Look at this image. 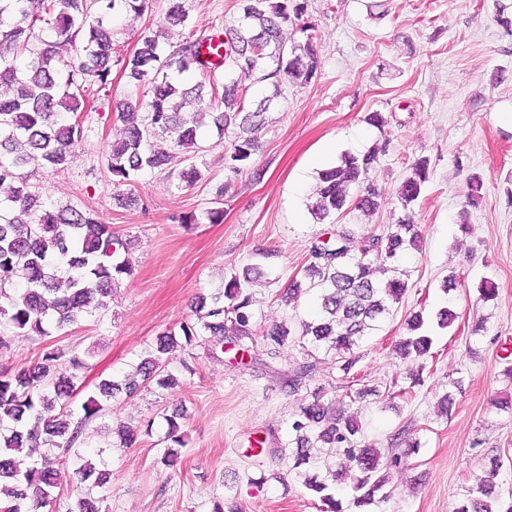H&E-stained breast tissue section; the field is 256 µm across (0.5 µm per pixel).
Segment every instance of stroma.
Instances as JSON below:
<instances>
[{"instance_id":"35a3bbf8","label":"stroma","mask_w":512,"mask_h":512,"mask_svg":"<svg viewBox=\"0 0 512 512\" xmlns=\"http://www.w3.org/2000/svg\"><path fill=\"white\" fill-rule=\"evenodd\" d=\"M187 27L172 31L216 34L242 13V0H184ZM166 9L122 14L108 26L118 53L131 55L140 34ZM317 27L318 69L309 83L282 87L279 111L260 134L261 149L237 174L224 167L231 132H205L198 140L202 177L177 188L164 169H148L125 184L106 169V156L122 125L116 101L140 97L120 66L112 68L106 92H91L83 117L84 138L69 164L57 171L30 172L28 181L57 204L97 210L104 223L130 237L133 275L114 290L105 309L79 329L52 331L42 341L27 333L11 336L0 367L20 369L35 360L44 343L74 345L90 353V368L75 400L83 402L104 378H121L145 358L158 335L193 318L198 296L222 289L233 271L258 264L267 274L252 284L257 326L295 325L314 317L313 294L292 306L279 296L302 277L309 247L321 230L307 204L316 183V158L333 147L332 161L385 145L374 174L384 203L372 220L351 211L346 224L369 223L379 230L409 212L422 233L421 251L401 264L408 291L393 319L361 345L356 369L376 395L347 406L366 439L388 447L407 426L420 443L417 455L393 472L391 495L372 512H454L464 487L499 457L497 482L512 494V410L495 403L512 399V0H308ZM381 112L389 124L366 123ZM429 161V179L419 199L402 209L395 192L418 158ZM479 175L483 199L466 200V179ZM132 197L131 205L115 194ZM221 204L224 220L202 214ZM201 220L182 224L178 215ZM470 225L462 233L461 225ZM457 288L443 292L448 276ZM493 282L494 300L483 302L476 287ZM450 307L457 315L445 330L434 329L430 356L411 361L392 346L403 335L410 312ZM487 331L472 335L477 320ZM313 381L336 395L340 375L333 355L318 353ZM307 358L300 347L281 357L266 353L261 336L225 344L223 351L176 348L167 369L182 385L163 389L149 383L134 396L114 402L91 425L95 448L104 452L112 479L94 489L100 512H210L223 498L232 512H319L293 468L290 423L309 381L293 374ZM194 365L195 375L184 372ZM423 384L409 402L389 407L384 394L409 370ZM452 394L442 413L437 404ZM183 414L187 445L173 468L160 465L165 415ZM140 428L136 447H118L120 425Z\"/></svg>"}]
</instances>
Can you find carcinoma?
Returning a JSON list of instances; mask_svg holds the SVG:
<instances>
[{"label":"carcinoma","mask_w":512,"mask_h":512,"mask_svg":"<svg viewBox=\"0 0 512 512\" xmlns=\"http://www.w3.org/2000/svg\"><path fill=\"white\" fill-rule=\"evenodd\" d=\"M167 2L164 23L185 25L182 0ZM243 2L240 19L224 27L222 35L190 33L167 53L160 42L163 30L148 31L140 35L135 51L123 57L115 51L105 19L118 13L143 15L152 0H0V86L10 87L0 94V187L10 189L0 199V355L10 349L8 333L14 330L42 338L50 327L62 330L94 316L106 306L112 289L131 275V240L92 209L54 207L23 173L27 168L54 170L69 162L83 140L79 117L90 88H109L112 63L128 71L146 99L117 103L123 136L112 143L108 171L129 182L147 168L176 161L182 164L176 179L186 187L201 178L192 159L205 115H211L218 132L235 130L224 164L237 173L252 163L258 133L276 109L282 85L306 84L313 78L316 27L307 0ZM290 31L303 35L304 42L286 47ZM60 43L70 47L68 56L58 51ZM220 67L238 76L224 79L219 94L214 71ZM170 70L190 74V83H175ZM249 79L271 87L272 93L248 96L244 82ZM161 142L169 143V149L159 147ZM382 152L384 147L377 146L362 154L346 153L338 164L319 172L308 210L316 223L332 228L311 243L306 282H293L284 296L288 302L302 291L314 293L318 314L300 322L295 333L281 325L261 331L272 359L291 342L309 344L305 352L311 358L322 350L333 354L341 372L338 388L351 403L374 394L355 374V349L394 316L407 291L399 260L408 251H419L421 243L408 215L379 234L367 228L359 233L333 228L336 215L348 209L368 217L378 212L383 192L372 174ZM428 178V160H415L397 192L402 209L418 200ZM261 275L259 267H245L230 276L223 292L199 297L195 320L157 337L133 372L95 384L78 414L71 409L72 398L87 360L76 349L47 344L29 366L0 368V512H56L62 475L68 471L77 490L108 484L106 461L97 466L84 452L90 447L89 426L118 396L130 397L152 380L161 388L178 386L166 369V354L178 341L216 349L233 338L254 335L249 288ZM405 325L406 335L395 348L407 358L429 354L433 336L422 313L411 315ZM324 397L320 386L307 391L291 422L293 468L308 464L314 447L336 457V471L304 475L321 512H344L335 496L338 483L350 485L356 508L385 500L390 473L419 451V442L402 430L394 441L404 449L389 448L384 454L365 441L356 417ZM166 423L171 445L161 463L171 466L185 441L177 416ZM500 469V458H493L489 471L465 486L456 512H512V502H500L495 482Z\"/></svg>","instance_id":"cac0c4a2"}]
</instances>
